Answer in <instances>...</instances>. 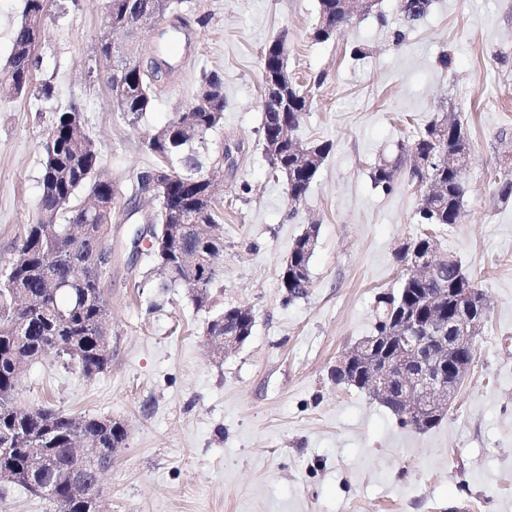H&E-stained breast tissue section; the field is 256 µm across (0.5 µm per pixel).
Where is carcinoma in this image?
I'll use <instances>...</instances> for the list:
<instances>
[{
    "mask_svg": "<svg viewBox=\"0 0 512 512\" xmlns=\"http://www.w3.org/2000/svg\"><path fill=\"white\" fill-rule=\"evenodd\" d=\"M43 0H26L24 21L14 34L13 52L8 65L0 70V83L11 82L6 89L10 97L20 96L30 90L31 73L36 64L33 56L25 51L33 34V25L44 24ZM144 6L166 17L177 10V0H140ZM320 11L336 20L341 29L351 23L343 12L336 10V0H319ZM431 0L416 8L398 0V8L409 24L421 20L428 12ZM286 46L277 38L265 48L262 57L261 77L267 78L274 66L284 63ZM172 69L156 48V56L149 68L133 72L124 87L111 86L114 107L131 124L137 123L152 107L153 82L159 74ZM310 107L309 93L292 87L288 97V116L293 131H298L303 115ZM189 127H178L175 122L158 128L156 141L147 149L159 164L171 165L182 181L172 187V198L184 211L188 226L184 227L179 244L159 249L154 243L150 254L157 270L166 278L163 288L181 286L188 290L195 307L210 310L213 307L211 289L219 279L217 259L224 253V244L205 241L195 225L203 224L212 231L221 220V212L212 206L197 205L203 191V180L209 170L224 165V153L211 156L209 168H204L201 151L208 147V137L222 123L224 112H193ZM439 121L428 124L424 131L407 144L393 161L383 160L374 165L371 179L375 186L392 190L395 173L403 168L408 150L430 149L431 137L437 134ZM53 146L45 149L42 163V195L39 217L26 226L25 235L9 262L8 272L0 277V445L11 451L0 455V472L13 477V484L27 488L26 476L30 462L35 457H46L51 467L40 476L41 483L50 485L54 493L45 496L53 512H95L100 487L95 473L84 474L76 488L63 487L56 481L55 472L76 468L82 457L71 452L72 441L87 438L100 448L96 465H112L114 450L123 445L126 430L115 428L106 417H73L68 413L48 407L23 408L16 400L18 376L14 374L16 362L38 360L44 349L69 350L80 373L92 377L112 365V349L108 334V307L104 299L103 274L78 270L87 263L102 241L104 231L112 226V187L97 181L101 154L97 143L85 132L81 111L72 106L60 113L51 130ZM302 149H316L319 161H324L331 144L300 143L294 139L280 153L268 160L273 173L285 178L287 198L303 200L317 171L307 172L295 166L293 145ZM426 180L438 181L444 186V196L439 200H422L418 203V223L426 227L457 224L464 213V171L434 163L427 171ZM64 223H57L58 216ZM82 229L81 248L72 254L60 251L66 242L71 226ZM458 270L444 268L438 278L431 280H404L405 306L416 303L421 296L432 294L448 305V292L459 285ZM28 294L33 305L26 316L14 313L13 297Z\"/></svg>",
    "mask_w": 512,
    "mask_h": 512,
    "instance_id": "1",
    "label": "carcinoma"
}]
</instances>
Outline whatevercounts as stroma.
<instances>
[{
  "label": "stroma",
  "instance_id": "obj_1",
  "mask_svg": "<svg viewBox=\"0 0 512 512\" xmlns=\"http://www.w3.org/2000/svg\"><path fill=\"white\" fill-rule=\"evenodd\" d=\"M180 14L188 34L168 44L176 68L138 123L114 110L96 53L105 0H50L31 91L0 96V274L38 215L57 113L81 109L101 171L122 191L103 280L112 365L87 378L44 357L24 368L19 404L125 426L102 480L106 512H461L467 502L473 512H512V201L497 197L499 134L512 129V0H433L412 25L396 0H380L327 42L312 36L318 0H183ZM283 32L288 72L313 95L299 137L331 144L296 206L259 134L263 52ZM354 42L367 44L365 58L350 57ZM210 72L224 82L212 140L236 148L217 200L224 277L213 293L255 316L249 339L226 356L208 344L209 313L187 289L161 288L147 251H131L157 207L131 192L157 162L145 137L194 102ZM44 83L52 97L39 95ZM445 113L464 124L471 159L464 217L436 237L485 291L489 317L447 416L418 431L330 371L373 334L377 294L398 292L405 278L398 248L421 230L407 178L387 192L370 171ZM311 224L310 286L289 301L281 266Z\"/></svg>",
  "mask_w": 512,
  "mask_h": 512
}]
</instances>
